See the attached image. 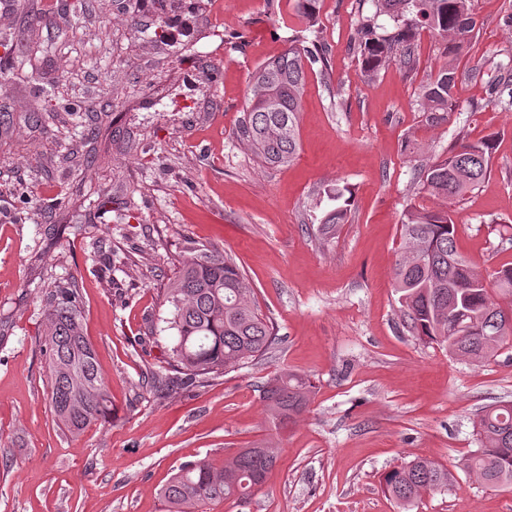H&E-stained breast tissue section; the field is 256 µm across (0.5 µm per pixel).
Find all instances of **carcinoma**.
Returning a JSON list of instances; mask_svg holds the SVG:
<instances>
[{
	"mask_svg": "<svg viewBox=\"0 0 512 512\" xmlns=\"http://www.w3.org/2000/svg\"><path fill=\"white\" fill-rule=\"evenodd\" d=\"M374 12L363 18L357 49L366 76L395 61L414 68V42L428 29L446 38L444 56L455 55L475 29L463 23L472 16L471 0H372ZM392 22L381 32L380 17ZM324 48L290 49L261 66L254 78L252 104L241 121L243 145L271 166L292 162L299 150L298 114L305 85V64L325 63ZM458 76L448 61L435 79L419 91L421 111L434 124L455 107ZM494 101L512 107V74L492 82ZM492 143H461L422 171V188L448 201L474 190L487 176ZM344 201L321 219L320 232L336 235L347 219L350 200L343 189L328 193ZM456 224L448 210L409 209L400 224L402 251L395 268V288L403 320L421 339L448 348L454 357L483 363L512 346V324L505 325L503 308L490 290L512 296V265L485 276L458 254ZM47 307L41 351L48 369L51 406L58 422L79 433L106 420L112 402L100 376L96 352L82 330V294L75 278L53 281L43 289ZM161 332L170 333L169 369L151 374L165 389H187L213 376L257 363L275 341L274 326L259 312L249 284L232 256L199 249L186 260L162 293ZM311 384L296 374L281 373L264 389L267 416L275 428L294 422L309 402ZM480 448L471 452L464 469L492 487H512V401L488 407L476 421ZM277 462L271 448H242L217 467L209 460L183 463L160 497L168 512L190 509L232 497H249ZM454 481L441 464L415 459L386 472L383 492L399 512L427 491Z\"/></svg>",
	"mask_w": 512,
	"mask_h": 512,
	"instance_id": "1",
	"label": "carcinoma"
}]
</instances>
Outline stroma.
Listing matches in <instances>:
<instances>
[{
	"mask_svg": "<svg viewBox=\"0 0 512 512\" xmlns=\"http://www.w3.org/2000/svg\"><path fill=\"white\" fill-rule=\"evenodd\" d=\"M0 0V512H167L179 465L222 464L273 442L279 460L249 498L198 512H397L384 472L417 458L447 488L412 512H512V490L461 466L478 413L512 401V348L477 366L407 331L393 286L400 224L436 207L422 168L491 140L490 173L450 200L457 251L483 273L512 264V108L489 84L512 68V0H472L476 28L455 57L456 107L432 125L418 93L445 62L421 31L416 63L375 80L353 46L371 0ZM320 43L306 69L300 149L272 167L239 140L257 69ZM44 112L52 123H37ZM348 187L350 215L323 237L316 203ZM231 255L277 340L258 364L157 394L161 294L196 250ZM76 278L83 323L112 399L108 422L59 425L40 342L44 279ZM308 378L296 424L275 430L263 389Z\"/></svg>",
	"mask_w": 512,
	"mask_h": 512,
	"instance_id": "1",
	"label": "stroma"
}]
</instances>
